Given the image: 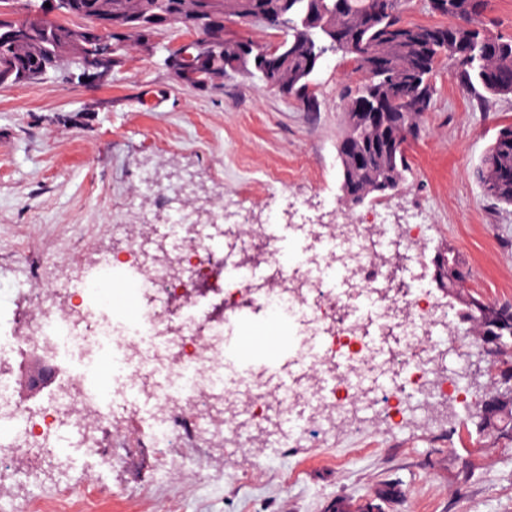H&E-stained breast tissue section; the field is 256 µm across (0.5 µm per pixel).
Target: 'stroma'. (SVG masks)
<instances>
[{
	"mask_svg": "<svg viewBox=\"0 0 512 512\" xmlns=\"http://www.w3.org/2000/svg\"><path fill=\"white\" fill-rule=\"evenodd\" d=\"M185 38L175 27L154 36L102 85L50 77L0 88V318L16 332L39 315L30 299L39 283L78 286L83 266L124 247L114 226L138 239L158 233L172 204L250 206L258 224L271 219V199L283 212L302 202L307 216L380 207L397 225L428 227L398 262V280L445 299L433 258L452 249L470 272L469 291L512 303V206L485 199L473 175L512 124V99L481 98L440 70L405 184L351 208L336 145L341 92L357 76L342 56L319 60L310 112L251 73L186 86L166 63ZM481 419L477 401L394 420L364 404L320 434H289L284 448L194 433L163 449L140 441L148 422L133 402L120 420L136 437L118 444L116 465L88 474L74 446L62 476L48 462L27 471L17 456L0 467V512L28 501L49 512H157L160 503L172 512H512V438Z\"/></svg>",
	"mask_w": 512,
	"mask_h": 512,
	"instance_id": "1",
	"label": "stroma"
}]
</instances>
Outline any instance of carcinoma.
<instances>
[{"instance_id": "1", "label": "carcinoma", "mask_w": 512, "mask_h": 512, "mask_svg": "<svg viewBox=\"0 0 512 512\" xmlns=\"http://www.w3.org/2000/svg\"><path fill=\"white\" fill-rule=\"evenodd\" d=\"M52 2L53 18L36 23L31 17ZM406 0H204V11L192 25L178 24L183 0H0V86L38 83L54 72L84 78L99 49L112 45V55L128 54L145 35H159L172 26L195 39L169 50L173 58L187 54L208 74L254 68L261 81V62L268 48L248 37L224 35V18L255 23L277 34L276 43L288 65L276 78L279 93L312 109L311 76L328 52L342 53L362 78L342 95L345 132L363 155L355 166L338 156L344 202L386 195L406 182L411 166L406 133L419 128L430 110L438 66L465 88L480 87L492 96L512 95V38L491 33L485 22L489 0H423L430 14L446 24L403 20ZM377 59L385 69L365 78ZM392 102L387 128L365 122L379 99ZM512 125L502 127L487 149L475 178L484 196L512 205ZM457 301V316L480 341L504 340L508 351L494 361L498 377L512 382V305L485 301L457 279L445 282ZM498 405L485 412L486 426L512 437V414L499 415Z\"/></svg>"}]
</instances>
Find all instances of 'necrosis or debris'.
I'll return each instance as SVG.
<instances>
[{
	"label": "necrosis or debris",
	"instance_id": "obj_1",
	"mask_svg": "<svg viewBox=\"0 0 512 512\" xmlns=\"http://www.w3.org/2000/svg\"><path fill=\"white\" fill-rule=\"evenodd\" d=\"M251 222V211L239 210L237 233H225L219 247L214 234L223 231L224 214L212 209L208 229L200 230L184 261L194 267L199 281L212 283L211 298L223 301L225 312H236L247 302L272 316L284 309L297 316L320 347L310 361L291 371L288 382L255 378L247 390H238L234 371L224 363L223 323L211 320L210 307L201 303L191 283L174 276L165 263L155 262L134 274L132 283L142 305L140 323L130 328L115 321L108 290L126 260L108 253L84 272L85 286L75 302L60 310L42 297L40 316L28 333L15 336L0 326V337L13 343L12 355L21 360L46 354L94 367L110 357L124 382L123 392L101 403L84 376L61 370L43 404L15 401L9 416L14 435L0 437V464L20 454L57 449L58 432L66 424L78 429L91 467L104 466L113 456L97 436L131 396L152 402L155 418L149 439L168 449L176 447L182 424L193 426L206 419L219 397L237 405L234 414L224 417V434L239 442L266 424L274 411L306 434L332 420H346L360 403L390 416L401 403L451 393L467 397L461 376L433 378L434 364L448 346L449 312L437 308L416 285L402 295L390 291L391 273L382 258L400 242L382 211L336 224L323 236L322 255H307L292 264L281 257L275 225H263L265 281H257L252 267L242 265L232 285H225L218 250L227 248L237 257L251 251L253 241L246 232ZM344 247L357 258L342 287H326L323 277L310 276L301 293H289L304 268L320 263L335 269ZM391 336L401 337V344H388Z\"/></svg>",
	"mask_w": 512,
	"mask_h": 512
}]
</instances>
